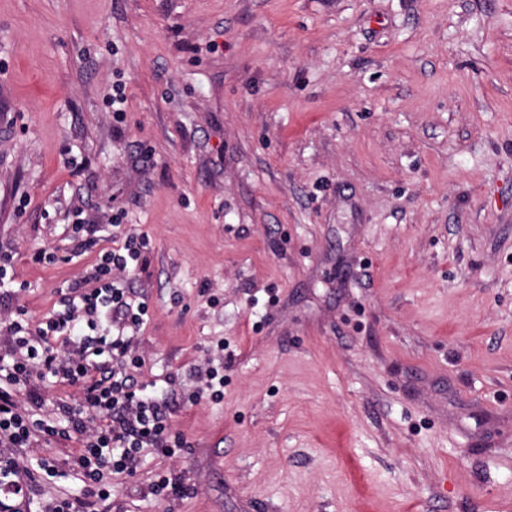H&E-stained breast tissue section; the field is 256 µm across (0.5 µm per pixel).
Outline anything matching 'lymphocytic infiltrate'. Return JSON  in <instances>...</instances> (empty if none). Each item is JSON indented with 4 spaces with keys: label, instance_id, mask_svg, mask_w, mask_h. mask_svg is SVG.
I'll return each instance as SVG.
<instances>
[{
    "label": "lymphocytic infiltrate",
    "instance_id": "f902f5d3",
    "mask_svg": "<svg viewBox=\"0 0 512 512\" xmlns=\"http://www.w3.org/2000/svg\"><path fill=\"white\" fill-rule=\"evenodd\" d=\"M145 246L143 236L127 234L120 249L100 254L61 290L53 315L34 325L19 306L0 324V504L35 499L54 476L53 464L20 458L39 438L83 443L67 465L84 492L51 498L43 512H95L97 499L112 493L108 476L134 472L149 450L186 447L167 401L175 376L161 390L134 375L145 364L135 347L150 315L130 276L144 265ZM58 383L77 386L79 399L47 402Z\"/></svg>",
    "mask_w": 512,
    "mask_h": 512
}]
</instances>
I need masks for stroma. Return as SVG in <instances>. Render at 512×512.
Listing matches in <instances>:
<instances>
[{
  "instance_id": "1",
  "label": "stroma",
  "mask_w": 512,
  "mask_h": 512,
  "mask_svg": "<svg viewBox=\"0 0 512 512\" xmlns=\"http://www.w3.org/2000/svg\"><path fill=\"white\" fill-rule=\"evenodd\" d=\"M73 206L123 216L76 259ZM131 231L141 377L181 376L192 449L99 512H512V0H0L31 321ZM222 354L207 359V368L203 371L194 369L189 376L195 377L200 385L196 392V397L201 398L204 395L213 400H220L224 396V347L217 345Z\"/></svg>"
}]
</instances>
